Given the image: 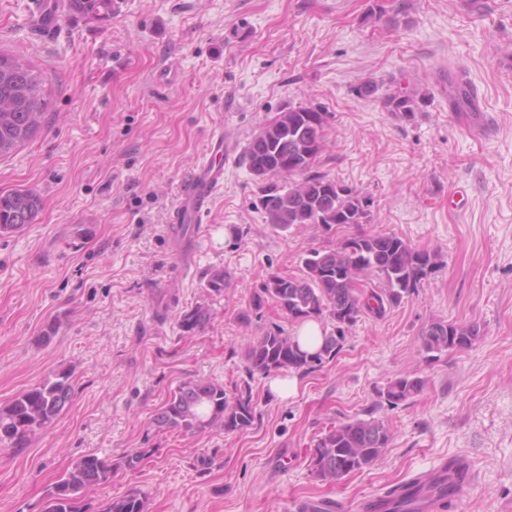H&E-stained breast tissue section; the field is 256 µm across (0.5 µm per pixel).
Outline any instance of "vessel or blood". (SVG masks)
<instances>
[{
    "label": "vessel or blood",
    "instance_id": "b4317fda",
    "mask_svg": "<svg viewBox=\"0 0 512 512\" xmlns=\"http://www.w3.org/2000/svg\"><path fill=\"white\" fill-rule=\"evenodd\" d=\"M30 21L38 36L52 38L58 26V14L54 0H34ZM231 149L224 143L223 134L212 135L204 156L196 163L189 175L182 181L173 207L168 232L182 236L183 246L179 253L182 261H191L196 253L197 241L183 237L182 227L186 224L202 223L209 213L215 197L224 186V160ZM445 502L437 489L419 485L413 506L416 512H440Z\"/></svg>",
    "mask_w": 512,
    "mask_h": 512
}]
</instances>
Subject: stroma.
Wrapping results in <instances>:
<instances>
[{"label": "stroma", "instance_id": "obj_1", "mask_svg": "<svg viewBox=\"0 0 512 512\" xmlns=\"http://www.w3.org/2000/svg\"><path fill=\"white\" fill-rule=\"evenodd\" d=\"M30 0H0V51L41 70L48 118L0 159V192L35 190L32 224L0 236V405L60 371L74 395L22 451L0 449V512H42L82 456L144 451L84 498L94 512L139 489L148 512H295L342 505L466 459L473 478L450 512H512V0H115L98 22L58 11L55 35L30 27ZM478 94L484 126L448 106L449 78ZM428 93L412 120L355 92ZM329 114L319 169L372 201L368 231L438 252L440 266L384 319L361 316L340 352L271 394L255 376L247 429L151 427L182 382L232 390L248 342L297 323L275 302L249 310L270 274L301 276L310 250L349 230L274 229L241 162L248 140L287 105ZM234 156L200 230L189 272L165 227L180 182L212 130ZM227 272L221 294L206 281ZM210 320L188 334L180 315ZM436 318L478 322L464 350L431 357ZM414 373L424 390L378 407L386 383ZM387 421L393 438L370 469L329 486L307 451L336 417ZM209 469H200V456ZM209 318L208 308L199 305L183 313L178 320V325L183 332L194 333L202 328L208 322Z\"/></svg>", "mask_w": 512, "mask_h": 512}]
</instances>
